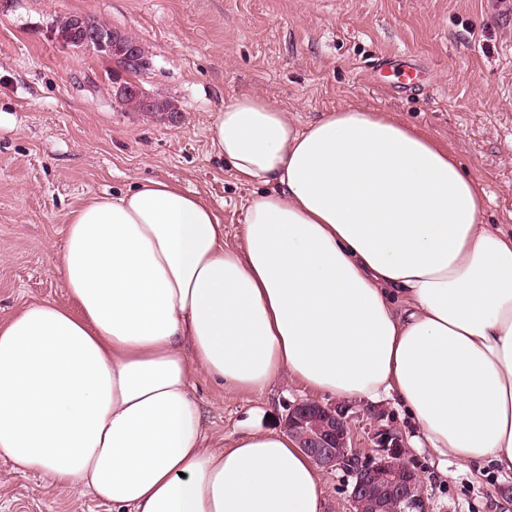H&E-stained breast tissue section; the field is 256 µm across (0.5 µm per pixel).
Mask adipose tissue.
I'll list each match as a JSON object with an SVG mask.
<instances>
[{"label": "adipose tissue", "instance_id": "adipose-tissue-1", "mask_svg": "<svg viewBox=\"0 0 512 512\" xmlns=\"http://www.w3.org/2000/svg\"><path fill=\"white\" fill-rule=\"evenodd\" d=\"M211 146L263 187L242 245L166 180L73 211L70 305L0 325V457L114 512H323L288 434L210 447L191 394L288 377L392 399L433 454L512 473V231L447 146L359 105L300 124L257 93L215 113Z\"/></svg>", "mask_w": 512, "mask_h": 512}]
</instances>
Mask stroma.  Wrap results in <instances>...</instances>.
I'll return each mask as SVG.
<instances>
[{
  "label": "stroma",
  "instance_id": "35a3bbf8",
  "mask_svg": "<svg viewBox=\"0 0 512 512\" xmlns=\"http://www.w3.org/2000/svg\"><path fill=\"white\" fill-rule=\"evenodd\" d=\"M78 14L136 37L149 65L132 75L175 114L114 98L109 57L62 46L52 25ZM411 55L425 91L393 96L369 78L378 57ZM258 93L295 121L346 105L389 112L447 144L488 195L485 219L512 227V0H0V323L26 305L68 303L55 266L71 214L91 196L164 179L200 194L237 245L256 192L210 145L213 116ZM213 443L282 431L310 399L281 379L263 396L193 383ZM356 448L384 426L418 432L394 402L353 404ZM430 512H512V475L491 464L409 453ZM0 512H113L109 503L16 474L0 458Z\"/></svg>",
  "mask_w": 512,
  "mask_h": 512
}]
</instances>
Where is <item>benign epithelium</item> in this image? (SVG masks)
<instances>
[{"instance_id":"obj_1","label":"benign epithelium","mask_w":512,"mask_h":512,"mask_svg":"<svg viewBox=\"0 0 512 512\" xmlns=\"http://www.w3.org/2000/svg\"><path fill=\"white\" fill-rule=\"evenodd\" d=\"M90 22L83 15L73 17L74 30L84 34L83 48L103 50L106 42L127 46L113 58V87L121 97L138 88L124 82L132 69L146 67L123 32L88 30ZM350 408L341 404L300 401L289 405L284 428L297 447L325 471L345 469L352 476L349 501L351 512H428L424 487L406 459L403 439L387 428L371 432L373 454L365 457L351 439Z\"/></svg>"}]
</instances>
